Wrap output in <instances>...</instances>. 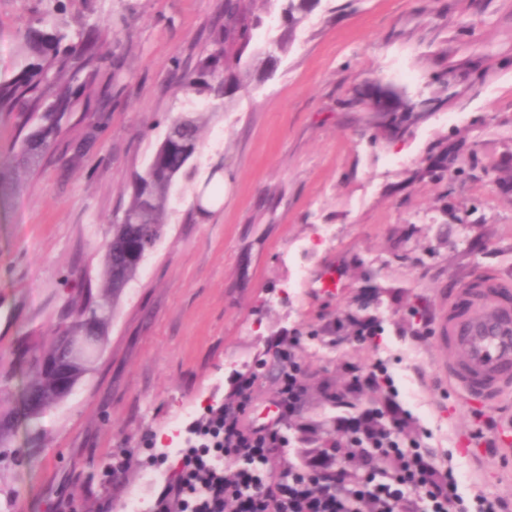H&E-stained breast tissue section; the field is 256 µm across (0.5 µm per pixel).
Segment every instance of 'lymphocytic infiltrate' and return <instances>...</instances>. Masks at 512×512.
<instances>
[{"label": "lymphocytic infiltrate", "instance_id": "lymphocytic-infiltrate-1", "mask_svg": "<svg viewBox=\"0 0 512 512\" xmlns=\"http://www.w3.org/2000/svg\"><path fill=\"white\" fill-rule=\"evenodd\" d=\"M299 350L295 336L271 349L276 422L246 423L256 377L240 375L233 399L190 425L194 446L146 512H507L506 502L483 494L465 499L453 464H437L431 450L405 442L408 415L398 409L342 417L336 431L348 443L334 442L310 464L288 463L279 425L303 405ZM346 449L358 460L353 476L334 465Z\"/></svg>", "mask_w": 512, "mask_h": 512}]
</instances>
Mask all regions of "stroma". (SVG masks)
I'll list each match as a JSON object with an SVG mask.
<instances>
[{
    "label": "stroma",
    "mask_w": 512,
    "mask_h": 512,
    "mask_svg": "<svg viewBox=\"0 0 512 512\" xmlns=\"http://www.w3.org/2000/svg\"><path fill=\"white\" fill-rule=\"evenodd\" d=\"M68 15H126L100 51L116 76L107 112L72 114L34 175L0 188V410L14 417L20 458L0 472L13 512H123L103 504L100 467L134 451L125 496L148 498L142 479L173 420L202 419L230 401L239 374L257 372L245 419L276 414L269 349L301 338L308 393L282 429L288 461L337 438L339 418L386 409L389 379L407 375L422 412L410 437L451 457L464 495L512 503V457L462 449L478 433L512 424V397L494 408L464 403L440 370L436 317L477 273L512 280V0H320L279 42L277 0H257L264 19L244 58L242 84L212 107L177 91L224 21V0H63ZM41 0H0V79L24 63ZM404 102L384 122L368 100L376 86ZM208 121L188 177L155 249L120 297L92 371L62 403L24 416L25 357L55 336L68 298L97 278L102 247L173 118ZM94 135L78 167L68 140ZM221 199L196 211L210 169ZM332 224L336 241L315 242ZM310 243L306 277L291 301L288 252ZM338 278L330 291L323 283ZM368 314L375 338L329 331L336 318ZM383 366L388 381L351 393L353 374ZM338 399L326 398V390Z\"/></svg>",
    "instance_id": "stroma-1"
}]
</instances>
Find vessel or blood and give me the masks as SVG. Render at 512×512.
I'll return each mask as SVG.
<instances>
[{
	"label": "vessel or blood",
	"mask_w": 512,
	"mask_h": 512,
	"mask_svg": "<svg viewBox=\"0 0 512 512\" xmlns=\"http://www.w3.org/2000/svg\"><path fill=\"white\" fill-rule=\"evenodd\" d=\"M441 340L448 386L468 404L493 407L512 396V281L495 274L448 299Z\"/></svg>",
	"instance_id": "1"
}]
</instances>
